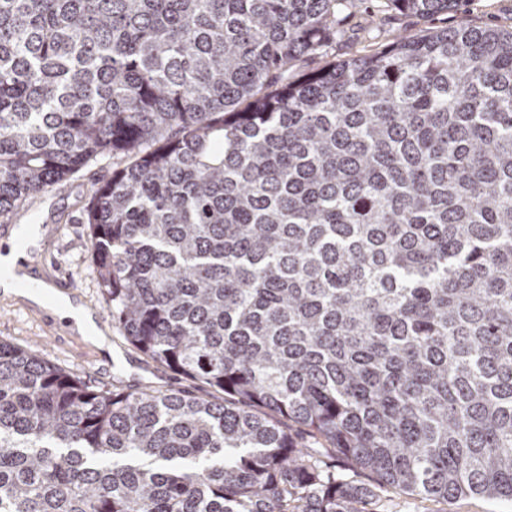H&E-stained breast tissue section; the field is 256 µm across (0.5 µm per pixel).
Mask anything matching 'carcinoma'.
Segmentation results:
<instances>
[{"label": "carcinoma", "instance_id": "1", "mask_svg": "<svg viewBox=\"0 0 512 512\" xmlns=\"http://www.w3.org/2000/svg\"><path fill=\"white\" fill-rule=\"evenodd\" d=\"M352 2L0 0V214L120 159L85 207L112 319L224 393L1 341L0 512H379L334 458L512 500V28L299 72Z\"/></svg>", "mask_w": 512, "mask_h": 512}]
</instances>
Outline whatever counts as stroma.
<instances>
[{
	"mask_svg": "<svg viewBox=\"0 0 512 512\" xmlns=\"http://www.w3.org/2000/svg\"><path fill=\"white\" fill-rule=\"evenodd\" d=\"M467 22L477 26H512V0H468L464 12L425 18L387 8L385 0H355L340 16L341 38L336 45L337 59L371 54L389 44L394 35H419L434 29L451 28ZM112 174L111 158L99 159L77 174L57 183L48 191L25 202L19 209L0 216V241L9 238L21 224H39L44 234L36 250L40 259L35 267L48 283L68 275L74 293L96 311L108 329L110 354L119 362L102 371L104 350L94 347L83 336L70 330L66 321L47 324L39 308L22 299L0 294V340L34 350L44 360L77 373L92 384L106 387L163 386L189 389L194 395L216 399L215 391L148 361L124 339L112 322V310L95 270L88 228L83 209L94 185ZM384 512H512V502L481 497L467 498L438 507L393 490L381 493Z\"/></svg>",
	"mask_w": 512,
	"mask_h": 512,
	"instance_id": "stroma-1",
	"label": "stroma"
}]
</instances>
